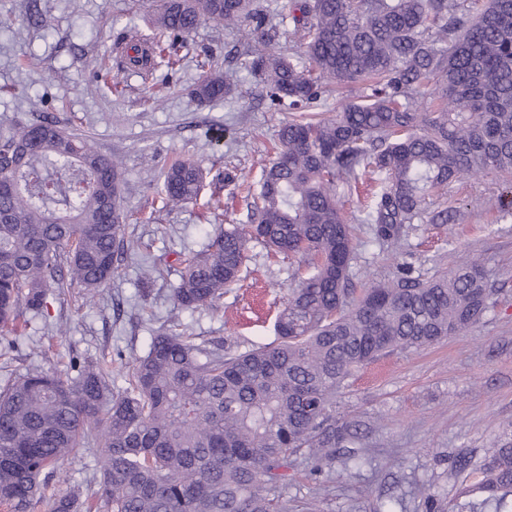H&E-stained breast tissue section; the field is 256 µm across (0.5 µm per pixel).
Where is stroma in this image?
Instances as JSON below:
<instances>
[{
	"mask_svg": "<svg viewBox=\"0 0 512 512\" xmlns=\"http://www.w3.org/2000/svg\"><path fill=\"white\" fill-rule=\"evenodd\" d=\"M34 1L48 9L50 27L31 16ZM149 11L131 0H0V136L36 114L88 135L120 164L125 237L133 245L98 291L72 288L50 299L48 317L29 316L18 350L0 349V384L35 367L63 373L88 358L105 360L113 391H121L135 358L165 329L234 352L272 343L287 291L306 272L298 257L271 254L253 240L242 278L225 289L220 307H177L179 258L213 236L216 225L202 218L213 198L223 203L220 224L247 222L245 190L224 184L221 174L258 180L292 113L273 105L249 71L245 25L201 23L183 42L178 70L161 64L143 79L120 46L126 35L151 37ZM207 53L218 57L233 92L202 104L189 89ZM186 158L204 168L206 186L196 202L162 208V170ZM364 180L362 189L337 186L344 217L356 228L354 287L395 278L406 262L413 276L428 279L472 258L502 293L468 332L382 356L343 381L336 419L357 429L364 460H336V479L317 483L308 476L311 459L298 456L281 489L288 512L308 503L317 512H425L426 496L454 497L463 479L456 459L479 460L512 432V215L498 210L507 186L493 174L452 182L448 203L459 211L456 223L409 224L398 239L381 243L365 191L381 190L383 182L373 173ZM94 473L93 457L64 462L34 512H48L50 501L70 489L95 490Z\"/></svg>",
	"mask_w": 512,
	"mask_h": 512,
	"instance_id": "stroma-1",
	"label": "stroma"
}]
</instances>
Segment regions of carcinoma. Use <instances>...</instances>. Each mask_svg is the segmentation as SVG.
<instances>
[{
  "label": "carcinoma",
  "instance_id": "obj_1",
  "mask_svg": "<svg viewBox=\"0 0 512 512\" xmlns=\"http://www.w3.org/2000/svg\"><path fill=\"white\" fill-rule=\"evenodd\" d=\"M203 20L249 23L250 71L270 100L308 110L333 87L372 81L371 93L330 118H301L279 131L248 210L250 229L230 225L181 260L173 288L185 310L219 307L254 234L278 253L302 256L309 272L277 316L279 342L243 353L172 331L152 338L129 387L85 361L59 374L35 368L0 388V512H30L66 460L94 456L98 489L54 499L50 512H288L279 492L303 450L311 475L336 478L354 437L336 422V389L355 368L395 349H421L481 322L497 289L466 263L421 280L352 287V228L338 183L357 169L385 175L369 221L382 241L407 224L453 222L454 208L429 198L463 177L493 173L512 182V0H289L288 39L311 68L267 50L273 34L253 0H156L155 35L129 63L155 69ZM192 86L197 101L231 85L206 56ZM438 101L436 110L426 100ZM0 335L19 336L23 313L50 295L112 279L127 251L119 163L46 115L0 137ZM204 170L191 159L165 167L167 205L196 199ZM475 481L427 512H512V438L473 466Z\"/></svg>",
  "mask_w": 512,
  "mask_h": 512
}]
</instances>
